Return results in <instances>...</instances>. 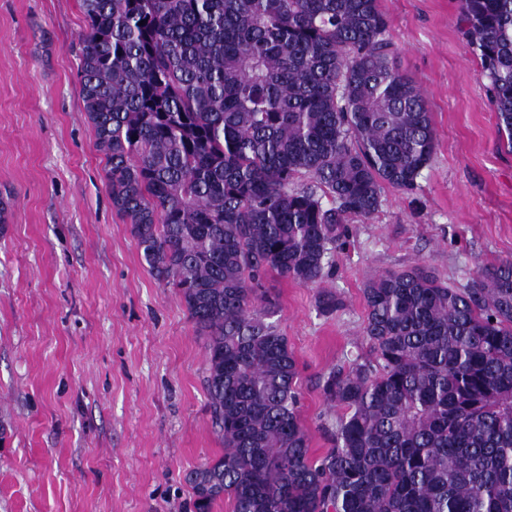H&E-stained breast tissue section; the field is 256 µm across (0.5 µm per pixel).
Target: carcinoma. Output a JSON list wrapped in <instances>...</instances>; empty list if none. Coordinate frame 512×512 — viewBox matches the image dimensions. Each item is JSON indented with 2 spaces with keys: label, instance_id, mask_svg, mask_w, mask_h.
<instances>
[{
  "label": "carcinoma",
  "instance_id": "cac0c4a2",
  "mask_svg": "<svg viewBox=\"0 0 512 512\" xmlns=\"http://www.w3.org/2000/svg\"><path fill=\"white\" fill-rule=\"evenodd\" d=\"M512 153V0H460ZM80 98L115 212L204 338L224 454L196 512H512V259L457 288L368 278L369 354L318 377L331 448L301 416L274 275L323 287L384 187L413 191L436 133L379 0H81Z\"/></svg>",
  "mask_w": 512,
  "mask_h": 512
}]
</instances>
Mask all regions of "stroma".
<instances>
[{
	"mask_svg": "<svg viewBox=\"0 0 512 512\" xmlns=\"http://www.w3.org/2000/svg\"><path fill=\"white\" fill-rule=\"evenodd\" d=\"M398 63L427 93L432 162L349 223L317 288L269 279L298 363L310 451L331 443L316 378L366 353L362 288L430 265L454 286L512 258V153L460 0H380ZM80 0H0V512H194L186 472L222 453L204 341L112 208L79 95Z\"/></svg>",
	"mask_w": 512,
	"mask_h": 512,
	"instance_id": "35a3bbf8",
	"label": "stroma"
}]
</instances>
